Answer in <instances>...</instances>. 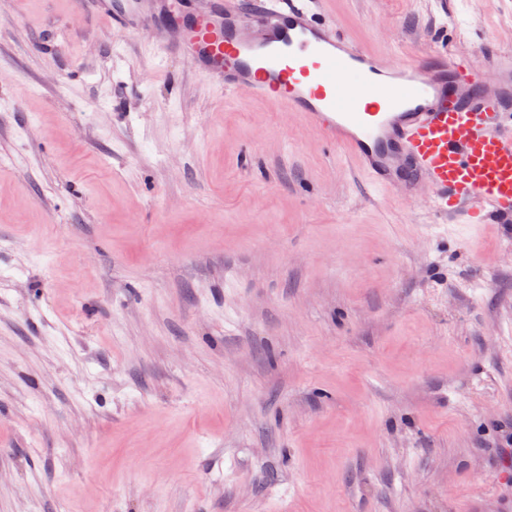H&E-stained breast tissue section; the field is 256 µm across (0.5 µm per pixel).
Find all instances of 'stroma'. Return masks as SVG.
Segmentation results:
<instances>
[{
  "label": "stroma",
  "instance_id": "obj_1",
  "mask_svg": "<svg viewBox=\"0 0 512 512\" xmlns=\"http://www.w3.org/2000/svg\"><path fill=\"white\" fill-rule=\"evenodd\" d=\"M487 80L512 0H321ZM69 0H0V512H512V232Z\"/></svg>",
  "mask_w": 512,
  "mask_h": 512
}]
</instances>
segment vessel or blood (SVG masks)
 Instances as JSON below:
<instances>
[{"mask_svg":"<svg viewBox=\"0 0 512 512\" xmlns=\"http://www.w3.org/2000/svg\"><path fill=\"white\" fill-rule=\"evenodd\" d=\"M75 9L123 30H181L166 53L188 59L224 91L251 94L303 115L347 147L375 187L411 197L432 191L438 218L512 222V52L483 84L463 60L377 58L329 30L308 0H74Z\"/></svg>","mask_w":512,"mask_h":512,"instance_id":"b4317fda","label":"vessel or blood"}]
</instances>
